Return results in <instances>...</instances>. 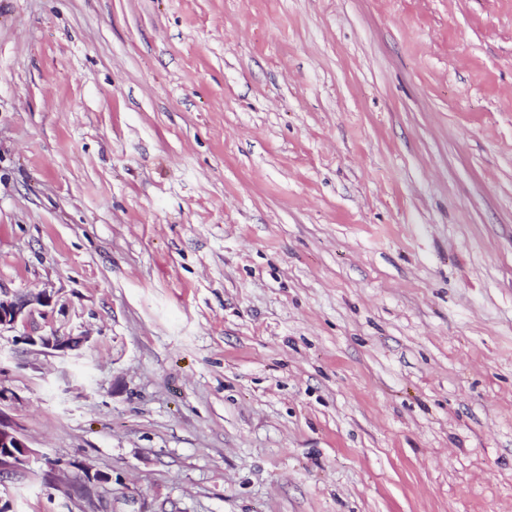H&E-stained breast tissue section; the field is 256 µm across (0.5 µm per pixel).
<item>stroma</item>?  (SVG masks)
<instances>
[{
	"label": "stroma",
	"mask_w": 512,
	"mask_h": 512,
	"mask_svg": "<svg viewBox=\"0 0 512 512\" xmlns=\"http://www.w3.org/2000/svg\"><path fill=\"white\" fill-rule=\"evenodd\" d=\"M41 291L7 512H512V0H0Z\"/></svg>",
	"instance_id": "35a3bbf8"
}]
</instances>
